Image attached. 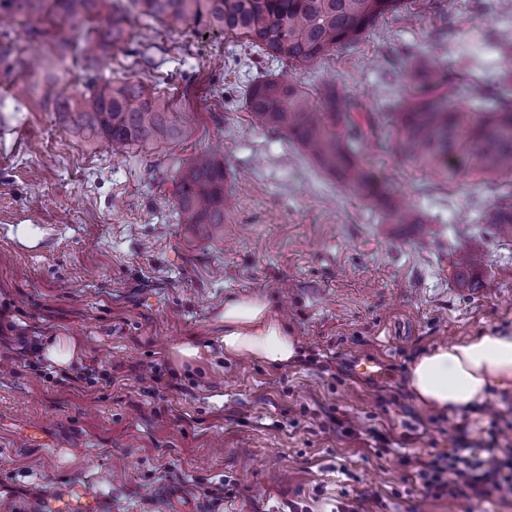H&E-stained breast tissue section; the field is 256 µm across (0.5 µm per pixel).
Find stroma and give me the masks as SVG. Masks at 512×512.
<instances>
[{"mask_svg":"<svg viewBox=\"0 0 512 512\" xmlns=\"http://www.w3.org/2000/svg\"><path fill=\"white\" fill-rule=\"evenodd\" d=\"M55 26L19 38L0 63V512H26L51 488L90 482L109 512H168L158 490L183 485L205 512H461L422 501L402 459L473 441L481 419L512 415V389L445 420L407 390L422 352L512 332V237L478 236L481 212L512 201V174L450 181L399 149L380 114L408 99L421 69L461 74L478 100L512 70V10L502 0H411L352 46L297 79L311 95L353 102L356 146L379 188L393 187L425 221L392 223L283 132L256 125L242 99L259 71L232 35L136 25L108 49L104 76L141 79L170 99L178 139L112 153L35 96L29 64ZM224 164V236L178 224L175 182L193 156ZM479 242L482 287L450 274ZM267 299L301 355L285 367L224 356V301ZM77 336L92 373L23 361L19 338ZM203 347L183 363L176 347ZM362 354L381 384L355 378ZM162 374L158 393L144 381ZM392 449L377 454L375 433ZM352 371L360 379L372 384H380L387 380L385 365L373 356L356 357L352 362Z\"/></svg>","mask_w":512,"mask_h":512,"instance_id":"1","label":"stroma"}]
</instances>
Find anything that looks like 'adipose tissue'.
<instances>
[{
  "label": "adipose tissue",
  "instance_id": "obj_1",
  "mask_svg": "<svg viewBox=\"0 0 512 512\" xmlns=\"http://www.w3.org/2000/svg\"><path fill=\"white\" fill-rule=\"evenodd\" d=\"M224 355L285 366L298 359L300 345L266 301L230 298L224 302ZM408 385L418 404L441 415L476 407L492 390L512 388V332L421 353L408 367Z\"/></svg>",
  "mask_w": 512,
  "mask_h": 512
}]
</instances>
